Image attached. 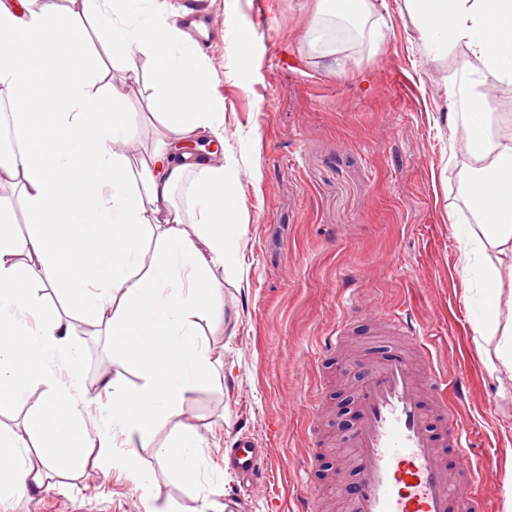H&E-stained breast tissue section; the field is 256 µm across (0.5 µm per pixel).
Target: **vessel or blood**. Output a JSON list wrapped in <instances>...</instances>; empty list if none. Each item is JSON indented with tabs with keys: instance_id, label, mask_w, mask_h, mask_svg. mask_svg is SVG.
I'll use <instances>...</instances> for the list:
<instances>
[{
	"instance_id": "obj_1",
	"label": "vessel or blood",
	"mask_w": 512,
	"mask_h": 512,
	"mask_svg": "<svg viewBox=\"0 0 512 512\" xmlns=\"http://www.w3.org/2000/svg\"><path fill=\"white\" fill-rule=\"evenodd\" d=\"M363 313L361 295L352 294L333 330L321 338L318 356L335 359ZM378 331L409 341L420 361L412 363L400 351L371 359L358 386L353 474H339L334 485L316 483L321 454L307 448L308 481L291 512H320L323 500L338 493L347 512H484L478 493L483 475L471 454L472 430L448 397L457 390L456 381L435 363L431 340L420 334L409 308L385 312ZM226 461L250 484L269 482L273 475L262 450L245 437L232 442Z\"/></svg>"
}]
</instances>
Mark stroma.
<instances>
[{
  "mask_svg": "<svg viewBox=\"0 0 512 512\" xmlns=\"http://www.w3.org/2000/svg\"><path fill=\"white\" fill-rule=\"evenodd\" d=\"M320 0H203L220 25L204 54L213 90L224 103V157L235 168L245 230L233 242L234 268L213 267L223 285L222 308L198 321L199 342L217 362L187 392L180 421L203 435L200 466L171 471L159 449L172 445L171 424L154 423L149 447L137 431L118 433L115 446L135 452L153 477L136 487L111 468L54 472L43 487L0 502V512H272V499L301 489L306 401L324 380L319 479L329 482L357 420V386L368 355L377 353L360 319L335 367L322 369L316 343L336 324L350 289L363 293L372 315L409 307L436 343L438 359L463 379L459 414L473 425L472 453L494 469L479 486L486 512H507L512 489V391L500 392L474 342L465 303L455 230L475 223L460 181L475 167L461 124L458 95L476 85L461 63L459 42L435 54L421 45L404 0H373L381 42H350L344 69L315 53L307 33ZM293 66H282L281 54ZM138 82L126 110L137 133L125 153L150 148L160 126L149 116L155 64L136 59ZM490 132L512 145V82L495 85ZM87 294L41 293L44 312L69 316L82 349L78 365L82 421L97 420L108 394L103 369L114 365L139 384L137 362L126 361L112 329L87 315ZM43 388L0 404V429L30 435ZM246 436L274 467L269 484H243L224 466L232 436Z\"/></svg>",
  "mask_w": 512,
  "mask_h": 512,
  "instance_id": "1",
  "label": "stroma"
}]
</instances>
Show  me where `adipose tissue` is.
I'll return each instance as SVG.
<instances>
[{"label":"adipose tissue","instance_id":"adipose-tissue-1","mask_svg":"<svg viewBox=\"0 0 512 512\" xmlns=\"http://www.w3.org/2000/svg\"><path fill=\"white\" fill-rule=\"evenodd\" d=\"M419 39L432 50L466 43L472 53L463 69L483 81L512 80V0H405ZM372 0H326L310 35L312 46L335 53L334 29L362 36ZM100 22L110 54L135 71V54L156 64L155 105L165 126L153 149L132 170L121 143L134 130L123 107L125 87L86 47L81 18ZM0 32L12 41L0 49V99L29 95L45 82L47 115H15L25 150L0 160V186H20L33 224L26 237L10 230L0 208V384L14 399L28 387L47 392L35 408L30 451L24 438L0 432V501L40 489L59 466L84 470L87 451L113 445L112 430L137 429L150 443L155 420L177 415L186 393L211 370L213 353L194 330L212 314L220 284L215 265L229 256L230 237L243 232L234 218L241 208L235 170L212 155L182 152L183 144L222 136L224 105L211 91V72L199 45L180 27L166 0H0ZM64 48L51 52L50 37ZM456 118L467 128L472 152L482 161L468 178V202L479 223L460 230L462 273L478 271L472 302L482 335L497 337L495 359L512 376V146L490 133L486 93L468 90ZM191 185V212L172 203L173 191ZM197 234L185 229L187 220ZM100 239L87 246L90 226ZM152 243L158 261L143 268L141 253ZM92 291L88 307L112 328L124 358L140 365L141 382L105 372L112 399L100 424L85 426L70 411L69 388L56 384L66 370L79 385V353L71 325L57 317L37 319L34 284ZM35 354L41 367L21 372L16 355Z\"/></svg>","mask_w":512,"mask_h":512}]
</instances>
